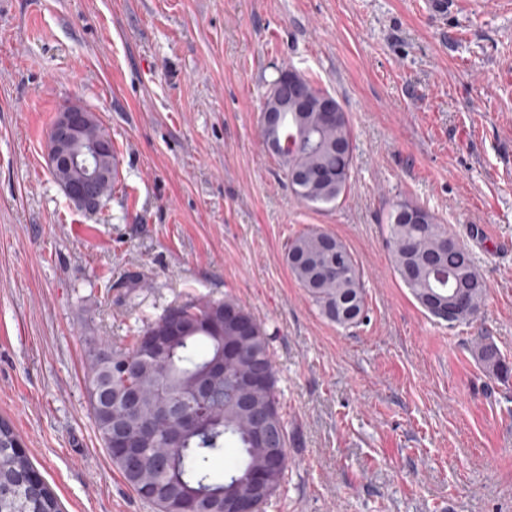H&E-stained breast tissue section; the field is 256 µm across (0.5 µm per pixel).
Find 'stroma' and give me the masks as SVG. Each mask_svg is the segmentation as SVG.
Listing matches in <instances>:
<instances>
[{"label": "stroma", "mask_w": 512, "mask_h": 512, "mask_svg": "<svg viewBox=\"0 0 512 512\" xmlns=\"http://www.w3.org/2000/svg\"><path fill=\"white\" fill-rule=\"evenodd\" d=\"M0 0V418L63 512H155L90 414L91 345L169 307L232 298L265 327L288 431L265 512H512V6L504 0ZM314 77L352 132L336 206L298 200L261 136L278 67ZM79 103L120 160L97 212L47 163ZM427 208L486 285L476 318H429L386 244ZM335 235L367 318L326 321L289 241ZM475 355L484 368L497 378L507 379L511 366L505 356L491 343L479 342L475 346Z\"/></svg>", "instance_id": "1"}]
</instances>
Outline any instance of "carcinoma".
<instances>
[{
  "instance_id": "carcinoma-1",
  "label": "carcinoma",
  "mask_w": 512,
  "mask_h": 512,
  "mask_svg": "<svg viewBox=\"0 0 512 512\" xmlns=\"http://www.w3.org/2000/svg\"><path fill=\"white\" fill-rule=\"evenodd\" d=\"M308 111L298 127L285 116L280 129L282 149L275 154L297 198L311 206H327L344 196L352 169L351 129L346 116L324 123L322 106L330 94L302 77ZM387 244L394 268L426 315L448 322V290L464 296L453 311L451 326L474 319L482 306L486 285L467 248L426 208L401 200L394 204ZM288 268L328 321L343 327L362 324L366 315L362 276L346 245L320 230L295 237L286 251ZM176 338L161 355H148L140 346L144 336H163L169 324ZM236 346V357L224 361V377L214 381V396L202 420L190 424L181 417L195 386L205 379L209 364ZM475 355L484 368L506 379L512 367L491 343L479 342ZM85 384L99 387L106 404H90L98 435L126 484L158 512H224V504L254 499L255 512L265 506L285 481L287 459L274 464L257 437L264 417L279 447L288 448V432L277 398V380L269 335L237 302L189 300L168 308L134 337L132 347L117 342L95 345ZM262 370L269 382L246 390L240 383ZM123 426L138 438L150 434L137 461L112 448V427ZM21 437L0 419V476L9 488L0 494V512H61V505L33 467ZM232 448L233 468L215 474L210 460Z\"/></svg>"
}]
</instances>
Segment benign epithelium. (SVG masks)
Wrapping results in <instances>:
<instances>
[{
  "label": "benign epithelium",
  "mask_w": 512,
  "mask_h": 512,
  "mask_svg": "<svg viewBox=\"0 0 512 512\" xmlns=\"http://www.w3.org/2000/svg\"><path fill=\"white\" fill-rule=\"evenodd\" d=\"M291 92L281 97L276 110L263 113L267 148L271 152L279 149V126L282 113L296 109L306 103L305 93L299 82L289 76ZM89 110L79 104H71L58 112L47 143V161L50 170L72 169L81 172V178L64 187L66 197L82 209L95 211L102 205L99 185L109 174L98 165L100 153L106 147L103 142H83V132L88 121Z\"/></svg>",
  "instance_id": "1"
}]
</instances>
